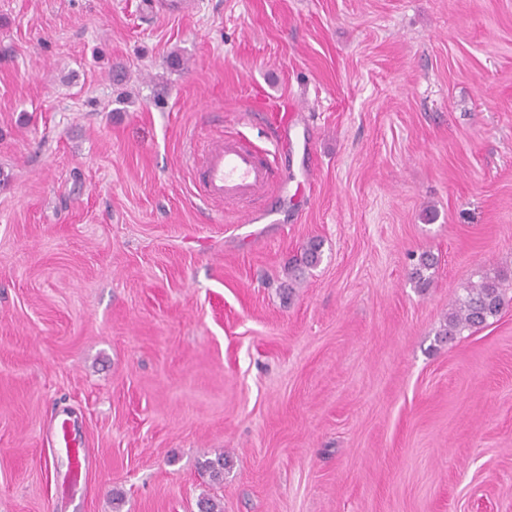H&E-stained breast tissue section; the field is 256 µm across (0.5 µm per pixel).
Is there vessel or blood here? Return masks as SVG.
Here are the masks:
<instances>
[{
	"label": "vessel or blood",
	"instance_id": "1",
	"mask_svg": "<svg viewBox=\"0 0 512 512\" xmlns=\"http://www.w3.org/2000/svg\"><path fill=\"white\" fill-rule=\"evenodd\" d=\"M194 7L195 0H145L144 3L147 13L167 17L187 15ZM281 110V115L270 122L275 132L272 154L259 152L242 137L227 136L210 146L203 163L198 184L201 194L224 203L225 207L242 210L250 224L270 220L274 215L264 199L268 189L277 183V156L288 149L286 131L299 105L289 100L282 104ZM54 438L67 450L71 483H79L91 464L89 449L77 443L64 418L55 425Z\"/></svg>",
	"mask_w": 512,
	"mask_h": 512
}]
</instances>
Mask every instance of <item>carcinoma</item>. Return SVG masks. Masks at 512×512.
Instances as JSON below:
<instances>
[{"mask_svg":"<svg viewBox=\"0 0 512 512\" xmlns=\"http://www.w3.org/2000/svg\"><path fill=\"white\" fill-rule=\"evenodd\" d=\"M322 244L310 242L303 248L300 257L295 259L290 274L304 267H312L321 261ZM503 306V295L499 278L486 276L480 282L464 288V294L456 299L454 308L448 314L443 334L448 337L460 336L466 330L480 327L499 315ZM201 474L208 475L213 481L224 477V454L207 458L199 463Z\"/></svg>","mask_w":512,"mask_h":512,"instance_id":"obj_1","label":"carcinoma"}]
</instances>
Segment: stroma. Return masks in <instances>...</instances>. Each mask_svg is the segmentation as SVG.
<instances>
[{
	"instance_id": "1",
	"label": "stroma",
	"mask_w": 512,
	"mask_h": 512,
	"mask_svg": "<svg viewBox=\"0 0 512 512\" xmlns=\"http://www.w3.org/2000/svg\"><path fill=\"white\" fill-rule=\"evenodd\" d=\"M196 2L0 0V512H512V0ZM258 95L273 224L185 165ZM147 13L167 16L181 17L189 14L195 7L194 0H146L143 2ZM464 292L448 314L443 336H461L465 330L483 326L501 311L503 295L498 277L486 276L468 285ZM54 438L57 442L64 445L67 449V455L70 464V482L76 485L80 481V477L91 464V453L88 448H84L77 443L72 435L70 424L67 419H60L53 426Z\"/></svg>"
}]
</instances>
